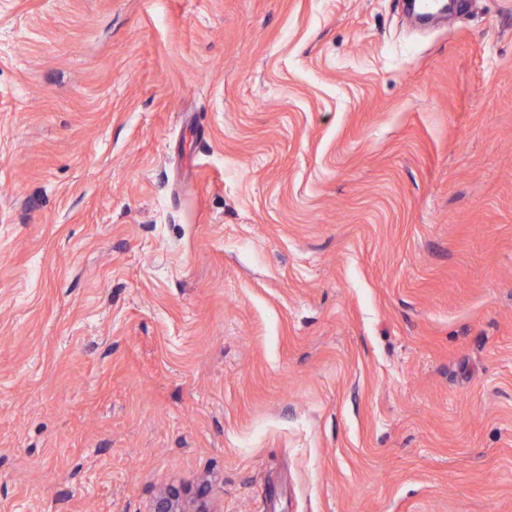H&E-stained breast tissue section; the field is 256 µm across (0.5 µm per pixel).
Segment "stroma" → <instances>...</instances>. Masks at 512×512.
Masks as SVG:
<instances>
[{"instance_id":"stroma-1","label":"stroma","mask_w":512,"mask_h":512,"mask_svg":"<svg viewBox=\"0 0 512 512\" xmlns=\"http://www.w3.org/2000/svg\"><path fill=\"white\" fill-rule=\"evenodd\" d=\"M512 512V0H0V512Z\"/></svg>"}]
</instances>
